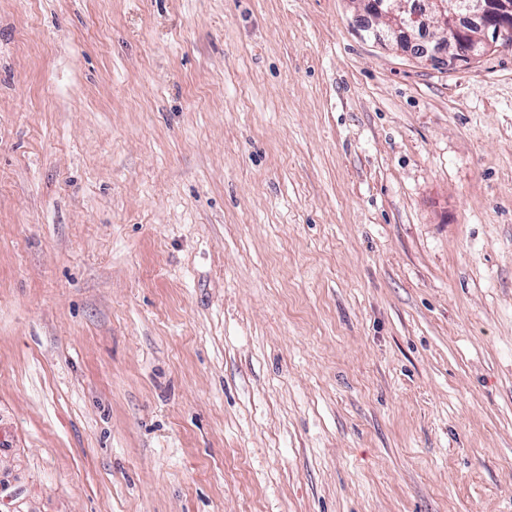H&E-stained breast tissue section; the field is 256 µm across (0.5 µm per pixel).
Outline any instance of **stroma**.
Instances as JSON below:
<instances>
[{"label": "stroma", "mask_w": 512, "mask_h": 512, "mask_svg": "<svg viewBox=\"0 0 512 512\" xmlns=\"http://www.w3.org/2000/svg\"><path fill=\"white\" fill-rule=\"evenodd\" d=\"M0 495L512 512V48L0 0Z\"/></svg>", "instance_id": "35a3bbf8"}]
</instances>
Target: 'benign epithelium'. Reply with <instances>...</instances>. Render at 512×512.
<instances>
[{
	"label": "benign epithelium",
	"instance_id": "obj_1",
	"mask_svg": "<svg viewBox=\"0 0 512 512\" xmlns=\"http://www.w3.org/2000/svg\"><path fill=\"white\" fill-rule=\"evenodd\" d=\"M383 24L379 41L436 67H466L512 34V0H351Z\"/></svg>",
	"mask_w": 512,
	"mask_h": 512
}]
</instances>
